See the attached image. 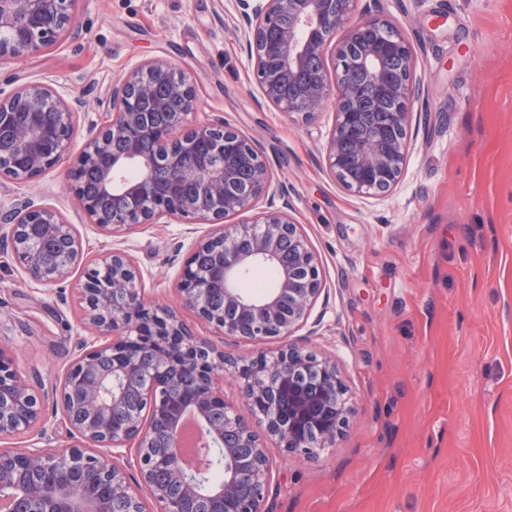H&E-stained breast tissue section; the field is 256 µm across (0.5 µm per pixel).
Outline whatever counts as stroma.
Here are the masks:
<instances>
[{"label":"stroma","mask_w":512,"mask_h":512,"mask_svg":"<svg viewBox=\"0 0 512 512\" xmlns=\"http://www.w3.org/2000/svg\"><path fill=\"white\" fill-rule=\"evenodd\" d=\"M229 3L80 0L74 32L0 66V94L43 83L83 96L75 156L113 80L162 58L190 78L200 112L266 156L324 281L286 341L335 359L351 407L318 458L271 449L270 512H512V0H356L354 20L403 30L419 83L400 183L372 198L325 170L331 112L290 122L262 99ZM23 201L56 206L85 258L128 250L151 299L174 303L186 225L102 232L75 208L61 167L34 184L0 183V211ZM74 286L23 283L0 247V346L45 393L54 447L72 440L49 393L74 355Z\"/></svg>","instance_id":"obj_1"}]
</instances>
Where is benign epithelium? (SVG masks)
Segmentation results:
<instances>
[{
    "mask_svg": "<svg viewBox=\"0 0 512 512\" xmlns=\"http://www.w3.org/2000/svg\"><path fill=\"white\" fill-rule=\"evenodd\" d=\"M80 0H0V65L31 57L75 30ZM237 32L263 98L292 121H308L333 107L326 171L358 196H381L399 183L406 164L415 58L403 31L386 19L350 22L355 0H235ZM335 51L336 88L324 57ZM296 85L291 99L285 85ZM84 105L33 83L0 96V180L31 183L67 157L73 117ZM96 135L67 170V189L89 223L105 232L161 220L207 224L175 283L179 306L222 336L251 341L298 331L323 291L319 260L299 224L280 209L256 210L281 192L270 164L241 130L198 119L189 77L162 58L149 59L112 81L101 103ZM26 112L29 120L13 119ZM156 142V151L143 144ZM93 170L99 193L81 191ZM255 212L251 220L228 218ZM10 251L27 281L48 286L72 276L81 254L75 225L49 205L23 204L9 214ZM56 243L46 259L38 247ZM210 257L203 267L198 258ZM256 265L276 270L261 294L238 288ZM216 291L223 306L207 304ZM79 336L75 356L52 391L61 420L76 436L47 450L49 419L43 397L0 360V442L27 437L23 448H0V493L13 512H268L273 460L268 446L307 459L335 447L350 407L336 361L290 344L250 359L192 335L181 315L150 301L132 255L114 249L84 271L76 288ZM240 384L258 435L224 401V376ZM312 378L307 393L288 391V416L268 383L290 387ZM140 389L144 411L125 408L128 389ZM168 418L165 450L157 454L153 416ZM192 420L201 439L220 447L223 478L205 485L183 465L181 422ZM106 452L101 453L99 449ZM138 479L131 481L127 466Z\"/></svg>",
    "mask_w": 512,
    "mask_h": 512,
    "instance_id": "benign-epithelium-1",
    "label": "benign epithelium"
}]
</instances>
